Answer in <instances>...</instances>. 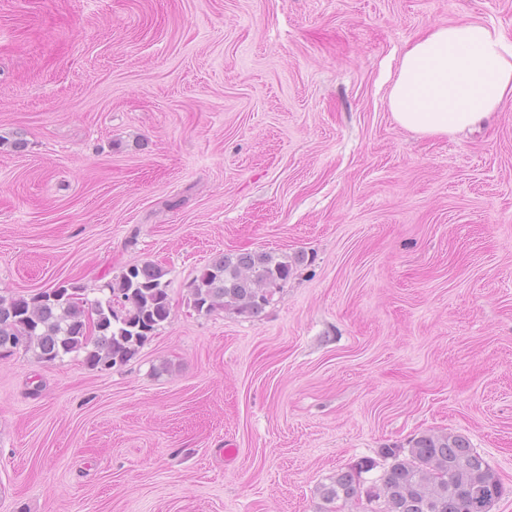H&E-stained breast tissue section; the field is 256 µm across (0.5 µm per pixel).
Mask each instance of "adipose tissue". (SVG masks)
<instances>
[{
	"mask_svg": "<svg viewBox=\"0 0 512 512\" xmlns=\"http://www.w3.org/2000/svg\"><path fill=\"white\" fill-rule=\"evenodd\" d=\"M512 98V43L494 27L460 22L433 28L404 53L388 93L395 122L450 136L481 123Z\"/></svg>",
	"mask_w": 512,
	"mask_h": 512,
	"instance_id": "ef3b65f1",
	"label": "adipose tissue"
}]
</instances>
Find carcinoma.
Masks as SVG:
<instances>
[{"mask_svg": "<svg viewBox=\"0 0 512 512\" xmlns=\"http://www.w3.org/2000/svg\"><path fill=\"white\" fill-rule=\"evenodd\" d=\"M300 257L273 251L224 253L191 283L194 309L256 317L293 275ZM167 270L133 264L93 300L78 285H59L31 297L0 294V355L32 351L52 364L84 354L91 369L127 363L171 313ZM503 484L488 462L458 434L422 433L407 448H382L362 457L317 488L319 512H340L369 498L367 512H483L478 495Z\"/></svg>", "mask_w": 512, "mask_h": 512, "instance_id": "cac0c4a2", "label": "carcinoma"}]
</instances>
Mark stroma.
I'll return each instance as SVG.
<instances>
[{
    "label": "stroma",
    "mask_w": 512,
    "mask_h": 512,
    "mask_svg": "<svg viewBox=\"0 0 512 512\" xmlns=\"http://www.w3.org/2000/svg\"><path fill=\"white\" fill-rule=\"evenodd\" d=\"M462 21L512 42V0H0V292L151 262L171 303L105 372L0 357V512H318L423 432L512 512V100L451 137L387 104ZM254 250L304 260L260 316L195 312Z\"/></svg>",
    "instance_id": "obj_1"
}]
</instances>
